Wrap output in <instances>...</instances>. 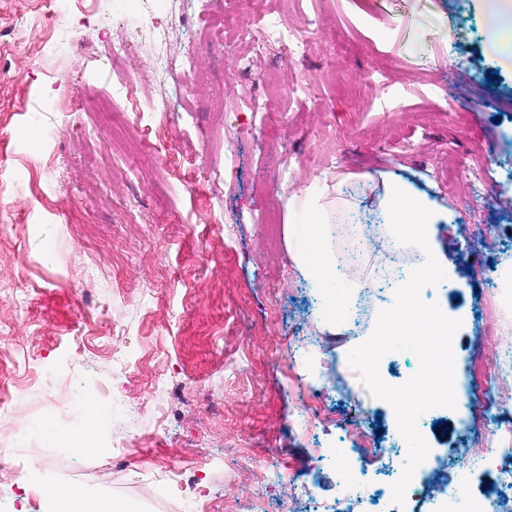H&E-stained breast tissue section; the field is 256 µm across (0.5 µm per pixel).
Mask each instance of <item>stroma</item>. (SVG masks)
Here are the masks:
<instances>
[{
  "label": "stroma",
  "instance_id": "obj_1",
  "mask_svg": "<svg viewBox=\"0 0 512 512\" xmlns=\"http://www.w3.org/2000/svg\"><path fill=\"white\" fill-rule=\"evenodd\" d=\"M0 0V449L20 464L0 477V512H51L60 484L142 512H225L226 499L264 498L267 512H315L332 477L311 485L318 447H345L350 427L392 406H360L331 375L350 351L322 321L296 267L290 195L340 184L359 224L381 218L371 175L401 176L447 209L437 238L454 269L442 293L464 313L454 379L471 385L506 349L480 336L477 292L491 261L512 263V67L489 52L483 0H263L284 28L315 21L304 58L251 56L199 43L190 84H153L145 24L165 30L169 57L186 31L141 0ZM127 44L126 73L166 112L128 117L133 149L109 145L83 90L112 96L106 40ZM496 83H489V76ZM256 94L268 112L242 105ZM487 166L488 201H468L459 157ZM218 172L219 185L208 176ZM99 409L120 403L99 452L30 434L66 386ZM330 423L299 428L298 408ZM69 431L85 418L52 410ZM463 408L431 412L419 430L431 453L463 445ZM41 468L31 471V456ZM195 470L176 483L177 467ZM311 495L290 501L298 484Z\"/></svg>",
  "mask_w": 512,
  "mask_h": 512
}]
</instances>
